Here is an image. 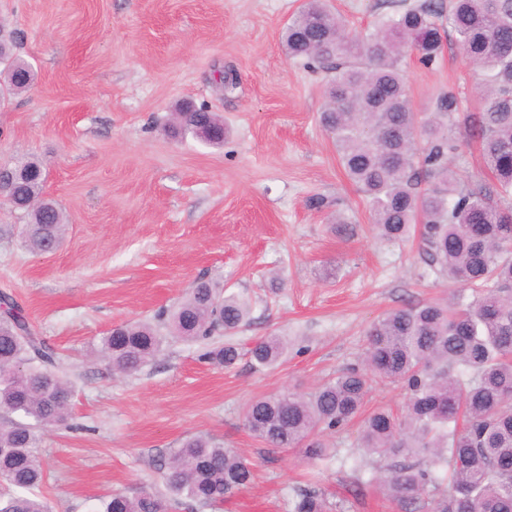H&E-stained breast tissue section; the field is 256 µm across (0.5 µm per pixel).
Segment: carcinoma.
Here are the masks:
<instances>
[{
	"label": "carcinoma",
	"mask_w": 512,
	"mask_h": 512,
	"mask_svg": "<svg viewBox=\"0 0 512 512\" xmlns=\"http://www.w3.org/2000/svg\"><path fill=\"white\" fill-rule=\"evenodd\" d=\"M453 36L475 72L479 112L450 89L425 120L414 112L407 59L428 67ZM18 39L0 44V104L32 87L31 65L15 54ZM286 55L335 70L319 121L331 135L349 179L369 199L378 236L407 239L422 225L420 242L433 272L470 290L385 312L367 332L362 365L349 367L304 396L290 391L251 400L244 426L271 450L303 448L310 461L329 448L317 435L334 431L360 412L372 385H405L408 402L395 416L385 410L364 422L359 448L391 460L382 490L405 512H512V0H424L382 15L373 29L352 33L327 0H306L288 22ZM463 123L478 142L486 184L458 177L452 129ZM177 135L202 131L224 141V122L187 104L173 114ZM21 176L9 205L26 219L25 245L44 253L59 247L68 218L43 196L46 173L35 156L16 159ZM249 301L219 284L197 281L180 304L158 315L168 335L205 341L248 324ZM166 337L148 322H130L101 337L99 354L112 371H140ZM288 350L280 336L250 349L257 368L278 364ZM232 344L204 353L229 368ZM59 355L37 336L22 307L0 296V408L41 427L67 424L72 389L55 373ZM168 495L141 487L115 492L102 512H170L173 507L218 509L253 481L247 458L210 437L185 440L164 462ZM46 474L37 433L28 423L0 425V512H48L39 494ZM315 490H301L290 512H335Z\"/></svg>",
	"instance_id": "1"
}]
</instances>
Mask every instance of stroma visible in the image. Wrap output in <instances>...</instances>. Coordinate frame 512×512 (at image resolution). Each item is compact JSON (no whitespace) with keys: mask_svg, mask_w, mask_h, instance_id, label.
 Instances as JSON below:
<instances>
[{"mask_svg":"<svg viewBox=\"0 0 512 512\" xmlns=\"http://www.w3.org/2000/svg\"><path fill=\"white\" fill-rule=\"evenodd\" d=\"M302 2L0 0L36 73L0 107V164L39 157L43 191L69 217L62 246L33 253L23 216L0 203V295L57 350L73 391L69 427L37 430L50 512H100L113 492L164 490L162 463L196 435L255 465L223 512H288L307 488L345 512H403L379 484L356 480L389 466L359 450V421L325 436L327 462L268 452L243 424L250 400L305 395L358 364L382 313L456 289L432 272L419 238H376L368 200L318 121L333 74L283 51ZM421 2L330 0L355 33ZM407 71L420 113L472 83L451 41L436 65L412 60ZM185 102L223 115L222 146L168 132ZM201 278L251 302L250 324L226 336L241 352L234 367L181 339L132 375L93 357L113 327L156 322ZM269 335L289 338L288 356L255 369L248 351Z\"/></svg>","mask_w":512,"mask_h":512,"instance_id":"1","label":"stroma"}]
</instances>
